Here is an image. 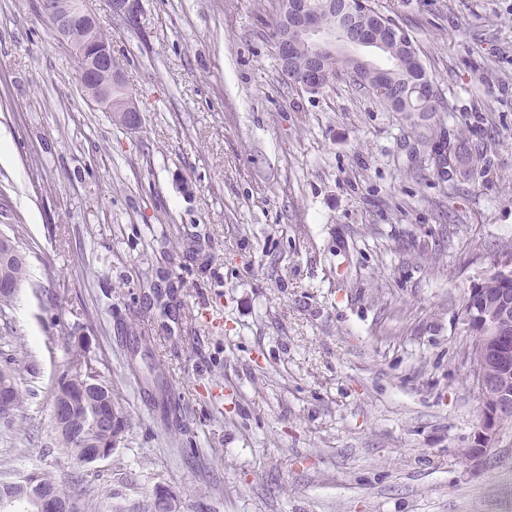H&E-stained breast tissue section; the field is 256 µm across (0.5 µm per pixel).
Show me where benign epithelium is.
Returning <instances> with one entry per match:
<instances>
[{
	"instance_id": "1",
	"label": "benign epithelium",
	"mask_w": 512,
	"mask_h": 512,
	"mask_svg": "<svg viewBox=\"0 0 512 512\" xmlns=\"http://www.w3.org/2000/svg\"><path fill=\"white\" fill-rule=\"evenodd\" d=\"M112 14L133 22L137 13L136 0H108ZM38 8L49 14L53 27L60 38L66 40L75 55L90 57L89 66L78 74V80L87 100L106 112L113 111L112 89L121 92L124 109L120 118L125 124H138L141 109L127 89L122 66L112 52V43H101L96 38L100 18L84 5V0H38ZM368 8L365 0H343L337 4L342 22L336 30L327 33L321 21L305 12V3L301 0H289L288 17L283 19L282 31L278 37V56H289L288 31L297 29L301 36L321 50L331 44L352 46L368 63L366 56L376 52L384 54L389 43L401 42L398 30L392 28L382 33L361 34L347 40V33L355 28L358 14ZM334 80L331 74L313 64L308 75L301 81V87L310 94H318ZM492 275L501 280L512 279V254L495 261ZM490 275V276H492ZM485 276L482 282H487ZM481 296L478 305L468 302L464 312L468 328L481 333L479 355L467 353L465 362L473 375L483 410L476 441L462 450L467 460L479 461L490 456L492 442L503 430L504 421L512 412V331H508L512 322V298L503 292L490 296L485 289L474 286L470 297Z\"/></svg>"
}]
</instances>
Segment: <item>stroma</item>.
I'll use <instances>...</instances> for the list:
<instances>
[{
  "mask_svg": "<svg viewBox=\"0 0 512 512\" xmlns=\"http://www.w3.org/2000/svg\"><path fill=\"white\" fill-rule=\"evenodd\" d=\"M417 45L433 112L278 64V0H87L142 110L85 99L37 0H0V233L28 280L0 470H76L53 396L85 346L128 427L85 465L89 512H512V428L466 460L471 288L512 252V0H371ZM451 137L470 170L439 167ZM335 78L315 63L308 71V75L301 81L300 86L310 94H318L331 84Z\"/></svg>",
  "mask_w": 512,
  "mask_h": 512,
  "instance_id": "1",
  "label": "stroma"
}]
</instances>
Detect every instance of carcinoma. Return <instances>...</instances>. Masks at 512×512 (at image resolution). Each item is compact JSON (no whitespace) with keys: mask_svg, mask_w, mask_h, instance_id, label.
I'll use <instances>...</instances> for the list:
<instances>
[{"mask_svg":"<svg viewBox=\"0 0 512 512\" xmlns=\"http://www.w3.org/2000/svg\"><path fill=\"white\" fill-rule=\"evenodd\" d=\"M311 12L320 16L326 29H333L338 22V12L331 0H308ZM317 54L314 46L300 45L296 49L292 66L283 73L295 84L299 83L310 58ZM326 65L336 73L345 74L353 69H361L360 63L352 56L324 57ZM391 72L386 76L387 91L381 96L382 102L396 112H411L413 106L404 105V100H416L423 89L422 81L427 77L426 68L418 49L407 50L394 46V56L390 60ZM27 264L25 256L10 251L6 243L0 241V310L8 307L19 288L26 280ZM32 367L25 359L12 357L0 365V386L11 387V398L0 401V422H10L21 403L22 393L17 376L22 370ZM60 379L73 388L88 383L91 388L71 397L72 409L65 418H54L55 445L66 450L77 466L86 465L88 452L109 442L120 441L127 428L126 418L114 420V411L120 409L112 388L101 379L86 353L80 349L70 352ZM83 474L78 473L68 484L57 482L47 472H32L27 482L24 496H19L20 488L14 483L0 479V501L16 500V504L28 505L26 512H36V501L51 499L58 512H84L76 487L82 485Z\"/></svg>","mask_w":512,"mask_h":512,"instance_id":"obj_1","label":"carcinoma"}]
</instances>
